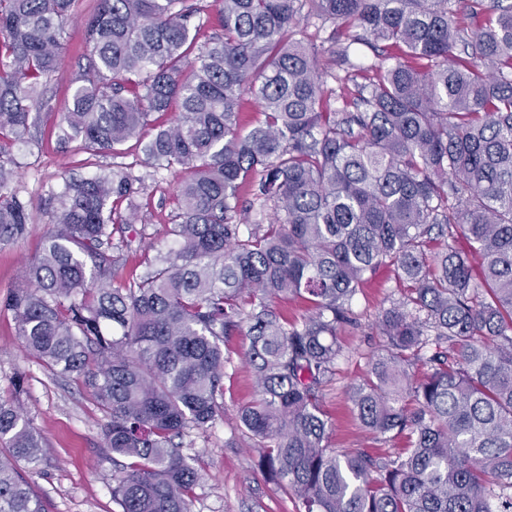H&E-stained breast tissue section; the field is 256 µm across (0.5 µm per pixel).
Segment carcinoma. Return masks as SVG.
<instances>
[{"label": "carcinoma", "mask_w": 512, "mask_h": 512, "mask_svg": "<svg viewBox=\"0 0 512 512\" xmlns=\"http://www.w3.org/2000/svg\"><path fill=\"white\" fill-rule=\"evenodd\" d=\"M74 2L0 0V246L32 223L14 149L56 109L45 91ZM202 2L99 0L48 131L92 155L134 139L152 175L180 168L174 246L126 272L144 178L121 163L66 177L41 201L27 284L0 305L25 352L82 380L107 418L103 448L129 460L112 499L193 512L203 473L183 438L224 419V342L244 336L257 398L240 422L299 512H512V3L220 0L208 35ZM310 16L345 66L336 90L303 36ZM355 44L381 55L356 65ZM246 93L264 120L244 133ZM382 265L407 289L348 397L369 433L408 445L376 458L331 446L322 391ZM292 297L311 311L288 317ZM22 392L19 379L0 397V512H45L23 475L47 445Z\"/></svg>", "instance_id": "obj_1"}]
</instances>
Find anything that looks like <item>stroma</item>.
I'll return each instance as SVG.
<instances>
[{
    "mask_svg": "<svg viewBox=\"0 0 512 512\" xmlns=\"http://www.w3.org/2000/svg\"><path fill=\"white\" fill-rule=\"evenodd\" d=\"M99 0H75L73 15L66 26L67 52L49 87V94L64 104L70 98L74 80L87 62L89 46L86 23L96 13ZM52 119L41 116L24 143L15 148L14 186L22 196L40 202L48 190H61L63 175L71 171L91 177L111 168L112 156L84 163L82 155L47 138ZM123 163L133 165L145 178L146 191L137 199L145 222L142 236L124 253L127 271L146 272L149 260L171 244L167 225L173 208L172 191L180 180L179 171L150 176L142 163L136 142L123 145ZM47 230L46 218L36 214L26 237L0 250V301L19 285L25 268L39 253ZM404 285L392 268L383 266L361 286L352 309L356 324L342 333V352L336 360L335 375L325 390L323 405L333 427L331 443L338 448H362L375 456H385L405 447L402 437L383 443L362 428L346 391L367 377L374 355L380 348L375 320L392 300L400 298ZM247 347L244 337L235 336L224 345L231 359L224 377V419L206 432H194L186 444L200 456L204 480L196 489L193 512H297L294 498L272 482L258 467L259 455L248 448L239 415L255 397L252 374L243 361ZM24 376L22 399L35 425L49 446L48 460L31 474L34 491L47 512H121L112 499L115 467L100 441L103 418L82 382L51 376L27 356L12 315L0 313V395L10 396L16 376Z\"/></svg>",
    "mask_w": 512,
    "mask_h": 512,
    "instance_id": "stroma-1",
    "label": "stroma"
}]
</instances>
